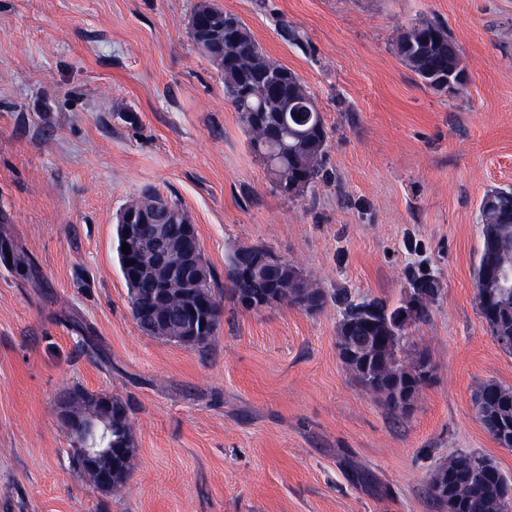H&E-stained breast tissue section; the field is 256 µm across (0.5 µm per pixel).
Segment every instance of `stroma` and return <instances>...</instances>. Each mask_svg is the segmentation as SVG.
<instances>
[{
    "instance_id": "obj_1",
    "label": "stroma",
    "mask_w": 512,
    "mask_h": 512,
    "mask_svg": "<svg viewBox=\"0 0 512 512\" xmlns=\"http://www.w3.org/2000/svg\"><path fill=\"white\" fill-rule=\"evenodd\" d=\"M196 2L0 0V231L38 271L30 283L0 263V512H441L428 486L450 456L512 477L475 405L486 383L512 388V351L474 276L481 200L512 187V0H214L301 77L329 129L322 177L292 199L190 38ZM426 22L460 49L457 95L396 53ZM146 189L186 211L225 301L206 347L131 315L115 224ZM240 246L296 265L324 308L234 307L224 261ZM411 269L442 288L405 330L436 378L404 417L340 360L332 296L398 306ZM74 387L129 403L126 490L74 471L58 414Z\"/></svg>"
}]
</instances>
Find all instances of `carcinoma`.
I'll list each match as a JSON object with an SVG mask.
<instances>
[{
	"instance_id": "obj_1",
	"label": "carcinoma",
	"mask_w": 512,
	"mask_h": 512,
	"mask_svg": "<svg viewBox=\"0 0 512 512\" xmlns=\"http://www.w3.org/2000/svg\"><path fill=\"white\" fill-rule=\"evenodd\" d=\"M189 34L197 50L224 75L225 99L238 112L239 120L249 133L250 150L266 165L275 186L286 196L296 197L320 177L329 141L324 117L315 97L296 72L267 58L255 42L246 24L237 16L212 3L198 0L189 22ZM400 59L427 87L442 92L448 82L458 83L466 74L460 50L448 31L437 23L414 26L396 41ZM159 206L137 218V224H168L176 244L184 227L191 225L189 216L177 202L158 196ZM483 233H492L493 242H482L475 267L477 305L493 336L512 335V283L496 277V272L512 274V188H497L486 194L481 203ZM116 252L121 274L129 289L131 313L137 326L155 338H183L184 345L204 347L214 334H187L184 312L188 299L200 298L208 312L221 322L222 300L215 293L214 274L197 246L198 279L189 287L173 280L166 286L163 304L168 321L161 322L160 304L155 288L151 260L132 251L122 253L123 228L116 225ZM270 250L243 246L233 250L225 261V279L229 298L237 307L251 303L258 309L282 304L298 306L310 312L323 308L325 295L298 267L281 262L272 269L266 266ZM0 258L22 279L36 280L30 258L13 250L7 240L0 241ZM134 261L135 280H130L126 262ZM407 299L419 297L420 307L413 317L402 316L404 306L390 307L382 301L355 302L345 292L336 294L343 306L339 325L338 351L358 385L369 395L384 398L394 411L400 410L394 393L405 389L416 397L423 384L417 366L427 358L404 350L403 335L408 325L423 322L429 307L440 295L441 281L431 273L407 275ZM483 411L494 413L500 401L512 402V389L496 383L483 385ZM112 415L95 401L93 395L82 401L92 408L84 412L82 431L101 449H112V466L117 472L113 490L126 487L136 467L133 427L126 415L128 403L110 396ZM432 479L450 484L455 512H501L490 486L506 479L491 460L459 453L438 468Z\"/></svg>"
}]
</instances>
